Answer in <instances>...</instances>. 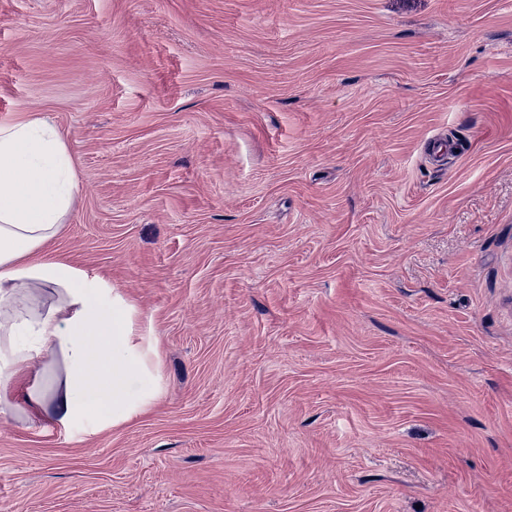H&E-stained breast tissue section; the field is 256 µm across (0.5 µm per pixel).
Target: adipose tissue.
I'll return each instance as SVG.
<instances>
[{
    "label": "adipose tissue",
    "instance_id": "1",
    "mask_svg": "<svg viewBox=\"0 0 512 512\" xmlns=\"http://www.w3.org/2000/svg\"><path fill=\"white\" fill-rule=\"evenodd\" d=\"M79 190L62 135L37 112L0 123V415L21 383L34 415L101 428L146 411L162 393L151 337L134 301L102 277L54 257L51 246ZM61 357V386L33 379Z\"/></svg>",
    "mask_w": 512,
    "mask_h": 512
}]
</instances>
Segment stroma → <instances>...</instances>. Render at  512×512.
I'll return each mask as SVG.
<instances>
[{"label":"stroma","mask_w":512,"mask_h":512,"mask_svg":"<svg viewBox=\"0 0 512 512\" xmlns=\"http://www.w3.org/2000/svg\"><path fill=\"white\" fill-rule=\"evenodd\" d=\"M53 252L163 392L0 415V512H512V0H0Z\"/></svg>","instance_id":"obj_1"}]
</instances>
